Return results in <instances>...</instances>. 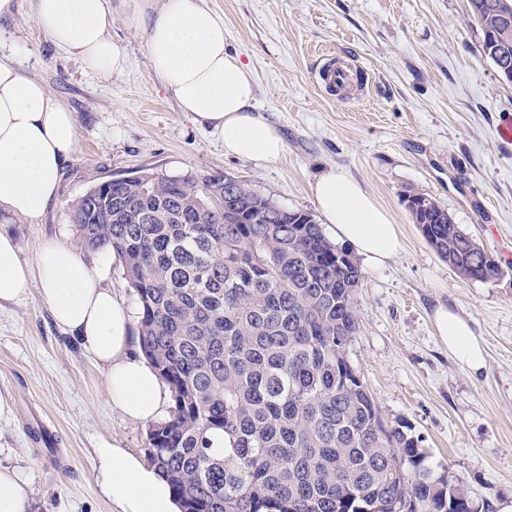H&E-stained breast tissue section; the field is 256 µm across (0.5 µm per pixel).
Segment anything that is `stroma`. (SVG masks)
<instances>
[{"label":"stroma","mask_w":512,"mask_h":512,"mask_svg":"<svg viewBox=\"0 0 512 512\" xmlns=\"http://www.w3.org/2000/svg\"><path fill=\"white\" fill-rule=\"evenodd\" d=\"M224 19V43L254 73L255 105L281 131L279 160L256 165L181 112L151 71L143 0H112L121 71L104 77L56 49L30 0L0 21L12 54L77 118V151L56 199L35 220L0 212L25 260L38 242L75 244V199L112 176L205 170L246 181L288 209L315 211L312 185L328 168L360 180L392 215L399 252L363 267L353 295L359 331L349 357L386 418L407 420L431 462L448 464L477 504H512V82L481 57L467 0H203ZM342 57L362 92L331 95L320 78ZM420 192L501 261L491 283L449 270L413 223ZM466 318L486 350L477 374L459 366L432 322L438 307ZM105 368L53 321L38 287L0 305V448L30 483L31 512H114L94 470L101 440L147 459L148 423L104 397Z\"/></svg>","instance_id":"obj_1"}]
</instances>
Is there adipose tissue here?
<instances>
[{"label":"adipose tissue","instance_id":"obj_1","mask_svg":"<svg viewBox=\"0 0 512 512\" xmlns=\"http://www.w3.org/2000/svg\"><path fill=\"white\" fill-rule=\"evenodd\" d=\"M42 29L60 49L100 75L121 68V51L108 33L110 0H32ZM146 56L194 122L224 143V152L262 165L279 158L285 140L254 104L251 70L224 46V20L202 0H162L146 28ZM77 149V119L13 57L0 53V210L40 218L57 196L63 168ZM315 205L336 243L370 267L383 266L400 246L399 229L362 185L336 169L313 186ZM113 255L81 251L54 239L24 261L9 231L0 228V303L37 284L56 325L106 364L105 393L113 408L135 422L160 413L162 385L144 357L132 353V321L107 288ZM435 327L457 362L470 372L485 367V350L470 323L449 308ZM96 476L115 512H179L168 482L117 442L97 450ZM30 488L21 472L0 465V512H28Z\"/></svg>","mask_w":512,"mask_h":512}]
</instances>
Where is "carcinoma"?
I'll return each instance as SVG.
<instances>
[{"label":"carcinoma","mask_w":512,"mask_h":512,"mask_svg":"<svg viewBox=\"0 0 512 512\" xmlns=\"http://www.w3.org/2000/svg\"><path fill=\"white\" fill-rule=\"evenodd\" d=\"M480 51L512 71V0H467ZM225 175L143 171L108 185L111 217L71 205L78 244L121 263L139 303V345L169 386L147 432L180 512H470L448 467L406 420L385 419L348 349L362 273L311 213L242 180L228 221ZM459 276L492 282L500 261L438 203L411 212Z\"/></svg>","instance_id":"cac0c4a2"}]
</instances>
